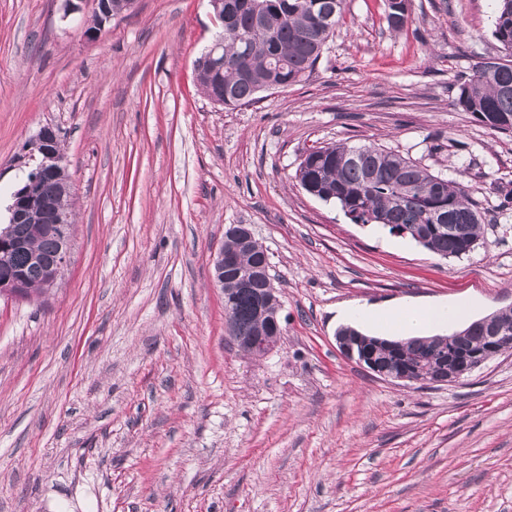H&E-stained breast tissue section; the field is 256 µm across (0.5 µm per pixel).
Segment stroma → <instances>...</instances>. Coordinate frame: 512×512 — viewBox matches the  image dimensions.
Listing matches in <instances>:
<instances>
[{
  "label": "stroma",
  "mask_w": 512,
  "mask_h": 512,
  "mask_svg": "<svg viewBox=\"0 0 512 512\" xmlns=\"http://www.w3.org/2000/svg\"><path fill=\"white\" fill-rule=\"evenodd\" d=\"M0 0V221L60 132L74 218L57 285L0 295V512H512V351L454 385L347 358L339 309L512 307V135L455 104L496 56V0H345L314 70L249 106L195 65L209 0ZM94 37H86L89 27ZM372 144L461 182L485 217L443 258L308 194L318 147ZM231 224L269 255L283 327L245 355L213 256Z\"/></svg>",
  "instance_id": "35a3bbf8"
}]
</instances>
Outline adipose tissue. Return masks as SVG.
<instances>
[{"label": "adipose tissue", "mask_w": 512, "mask_h": 512, "mask_svg": "<svg viewBox=\"0 0 512 512\" xmlns=\"http://www.w3.org/2000/svg\"><path fill=\"white\" fill-rule=\"evenodd\" d=\"M465 306H407L389 311H375L363 305H354L341 310L340 316L347 322H373L395 330L414 332L425 325L445 326L461 319Z\"/></svg>", "instance_id": "1"}]
</instances>
